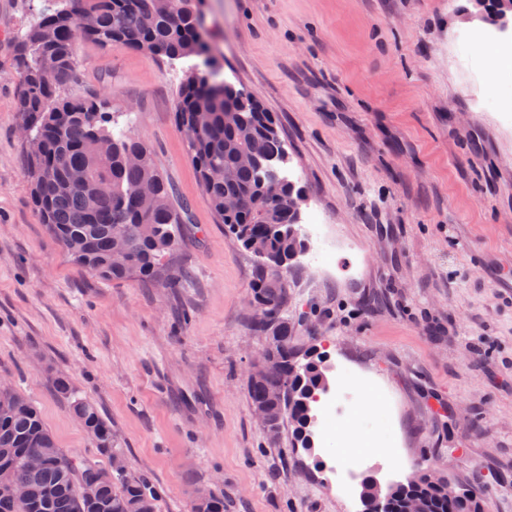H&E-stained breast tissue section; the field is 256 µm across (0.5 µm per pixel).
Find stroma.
Wrapping results in <instances>:
<instances>
[{
    "label": "stroma",
    "instance_id": "obj_1",
    "mask_svg": "<svg viewBox=\"0 0 512 512\" xmlns=\"http://www.w3.org/2000/svg\"><path fill=\"white\" fill-rule=\"evenodd\" d=\"M56 0H0V380L28 396L67 453L108 466L51 378L68 376L112 427L157 512H345L316 460L255 418L247 378L254 257L220 224L175 117L185 62L78 42L85 90L145 141L191 205L170 261L176 287L106 281L72 262L42 224L25 174L13 46ZM469 0H206L226 83L272 113L288 168L340 247L329 275L308 240L289 272L297 348L318 345L332 380L370 388L341 433L381 440L366 474L428 468L512 512V124L493 106L512 71L475 72L460 33Z\"/></svg>",
    "mask_w": 512,
    "mask_h": 512
}]
</instances>
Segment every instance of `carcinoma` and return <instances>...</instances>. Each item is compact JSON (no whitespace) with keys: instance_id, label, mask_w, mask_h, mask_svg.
<instances>
[{"instance_id":"obj_1","label":"carcinoma","mask_w":512,"mask_h":512,"mask_svg":"<svg viewBox=\"0 0 512 512\" xmlns=\"http://www.w3.org/2000/svg\"><path fill=\"white\" fill-rule=\"evenodd\" d=\"M63 7L43 13L14 43L18 80L17 112L39 149L27 152L26 175L43 223L62 244L67 256L104 280L121 281L132 275L164 280L176 286L168 261L182 243V224L190 205L174 201L173 189L158 169L152 152L126 131L113 132L112 112L96 94L79 88L80 62L76 44L84 39L101 47L136 48L157 60L196 59L210 48L202 32L196 0H60ZM483 21L498 26L502 14L512 12V0H484ZM55 79L46 83L42 73ZM201 113L209 115L208 129L188 134ZM179 127L187 132L188 154L196 168L204 196L217 218L242 247L257 257L251 284L252 301L273 311L271 325H259L263 335L281 339L276 368L247 380L251 406L268 402L271 389L283 387L279 408L291 426L295 444L307 448L316 424L311 393L323 392L328 366L311 347L301 352L288 329L286 276L297 256L306 250L298 231L299 211L293 200L302 194L295 183L275 169L279 188L263 184L265 173L241 162L243 155L284 163V142L272 113L249 94L214 80L206 67L185 72L176 107ZM224 170V179L208 173ZM106 180L112 192H99ZM150 184V208H142L139 193ZM227 198L239 200L232 210ZM120 235L126 258L115 262L112 240ZM56 392L81 418L96 446L112 449V429L94 404L75 395L70 380L52 378ZM16 408L0 409V468L26 486L32 499L1 502L0 512H156L158 493L145 476L112 473L94 461L71 456L59 447L37 407L15 391ZM31 455L47 457L32 468ZM99 480V499L85 501L82 483ZM50 490L51 495L42 497ZM390 512H401L414 497L427 499L430 512H482L473 488L463 500H450L426 478L417 483H394L387 488ZM193 512H224V497L207 491L199 495Z\"/></svg>"}]
</instances>
